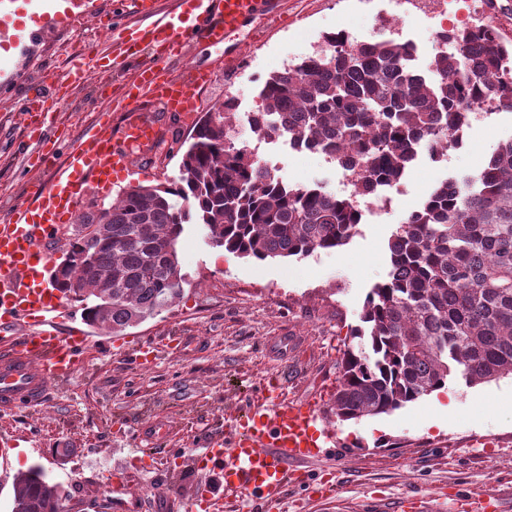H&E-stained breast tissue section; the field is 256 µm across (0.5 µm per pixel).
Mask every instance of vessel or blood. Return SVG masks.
<instances>
[{"instance_id": "b4317fda", "label": "vessel or blood", "mask_w": 512, "mask_h": 512, "mask_svg": "<svg viewBox=\"0 0 512 512\" xmlns=\"http://www.w3.org/2000/svg\"><path fill=\"white\" fill-rule=\"evenodd\" d=\"M148 21L138 39L128 41L127 59L137 61V79L121 100L105 98L104 112H120V122L95 121L71 146L67 161L48 183L37 184L0 224V408L34 407L51 381L72 377L79 366L82 337L60 334L53 314L59 298L44 285L53 232L78 216L93 192L111 187L136 156L153 153L162 138L154 106L191 112L201 104L208 75L176 76L167 48L197 41L228 40L244 24H260L280 12L276 0H181L177 18L159 13L157 0H132ZM154 46L142 58V45ZM311 403L286 404L279 379L269 380L245 415L225 427L193 459L211 474L195 487L190 504L217 512L227 496L269 503L279 499L300 465L315 457L323 442Z\"/></svg>"}]
</instances>
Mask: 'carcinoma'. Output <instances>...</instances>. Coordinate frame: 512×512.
<instances>
[{"label": "carcinoma", "instance_id": "carcinoma-1", "mask_svg": "<svg viewBox=\"0 0 512 512\" xmlns=\"http://www.w3.org/2000/svg\"><path fill=\"white\" fill-rule=\"evenodd\" d=\"M325 47L271 74L253 133L320 151L360 170L351 194L292 186L233 141V98L194 126L177 181L122 191L84 214L54 287L81 303L85 321L118 334L174 305L185 275L177 243L201 224L215 247L240 258L303 259L347 245L355 199L399 185L425 149L434 160L462 143L483 100L512 111V38L483 24L447 31L427 69L408 42ZM112 225V239L92 230ZM390 270L367 297L359 339L344 351L330 408L340 421L390 413L444 387L512 377V139L475 172L437 185L387 242ZM11 512H60L63 495L37 464L18 474Z\"/></svg>", "mask_w": 512, "mask_h": 512}]
</instances>
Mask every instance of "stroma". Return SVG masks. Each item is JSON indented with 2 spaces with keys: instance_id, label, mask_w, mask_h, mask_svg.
I'll list each match as a JSON object with an SVG mask.
<instances>
[{
  "instance_id": "obj_1",
  "label": "stroma",
  "mask_w": 512,
  "mask_h": 512,
  "mask_svg": "<svg viewBox=\"0 0 512 512\" xmlns=\"http://www.w3.org/2000/svg\"><path fill=\"white\" fill-rule=\"evenodd\" d=\"M130 0H98L80 25L45 33L37 56L10 63L17 84L0 88V222L24 200L34 180H48L65 162L71 144L97 117L103 95L130 88L135 68L97 65L112 54L113 25L135 32L145 21ZM288 20L260 35L243 27L232 45L197 42L174 61L176 71L197 67L211 74L203 108L235 97L239 114L257 111L263 82L284 65L312 54L325 34L347 30L355 39H415L419 64L434 54L432 34L442 26L462 29L486 17L484 0H281ZM82 58L91 78L74 87L72 107L54 113L52 151L32 159L34 123L22 105L46 78L64 82ZM164 138L138 159L110 190L87 197L83 212L109 206L123 189L178 177L195 115L157 111ZM239 137L258 144L246 126ZM512 137V112L499 111L468 128L461 148L434 163L420 157L394 194L390 218L360 225L340 248L302 260H247L207 243L200 225H186L177 253L186 278L182 298L169 310L123 334L87 326L80 303L61 297L54 314L64 332L84 330L90 342L85 366L71 379L52 384L40 408L0 410V438L21 451L18 463L0 467V512H10L19 470L42 465L60 484L64 512H189L188 497L206 474L192 458L225 424L246 408L268 379L282 376L286 402L319 404L318 425L330 441L311 459L298 481L266 512H512V378L472 387L447 382L454 413L444 426L431 425V397L388 414L339 421L328 414L338 386V368L351 333L360 323L367 294L389 270L387 241L439 182L475 171ZM258 153L278 161L288 184L318 183L335 190L339 174L323 156L297 153L287 141L258 144ZM181 333L203 340L201 350L157 354L141 365L138 348ZM288 337L279 350V337ZM155 418L174 422L177 432L144 445L140 429ZM149 448L152 471L131 466ZM69 449L58 458L56 449ZM125 477L114 491V474Z\"/></svg>"
}]
</instances>
